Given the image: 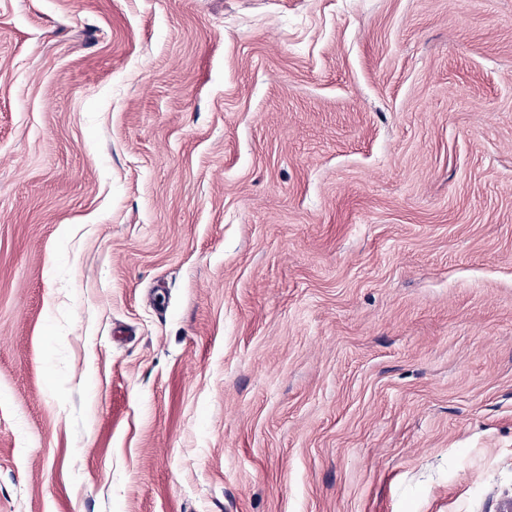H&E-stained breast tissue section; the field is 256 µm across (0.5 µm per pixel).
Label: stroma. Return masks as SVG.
I'll return each mask as SVG.
<instances>
[{"mask_svg": "<svg viewBox=\"0 0 512 512\" xmlns=\"http://www.w3.org/2000/svg\"><path fill=\"white\" fill-rule=\"evenodd\" d=\"M512 0H0V512H504Z\"/></svg>", "mask_w": 512, "mask_h": 512, "instance_id": "obj_1", "label": "stroma"}]
</instances>
